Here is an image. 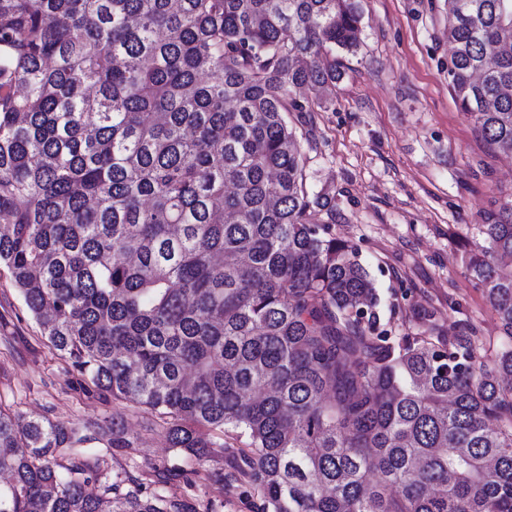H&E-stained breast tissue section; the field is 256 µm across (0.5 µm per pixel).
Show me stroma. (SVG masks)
I'll return each instance as SVG.
<instances>
[{
  "label": "stroma",
  "mask_w": 512,
  "mask_h": 512,
  "mask_svg": "<svg viewBox=\"0 0 512 512\" xmlns=\"http://www.w3.org/2000/svg\"><path fill=\"white\" fill-rule=\"evenodd\" d=\"M355 52L338 51L342 73L310 94L312 111L296 123L308 184L334 196L337 237L358 245L379 296L381 318L396 333L414 329L412 308L437 310L442 335L476 325L499 329L483 294L465 274L475 227L512 200V157L492 149L448 86L452 46L445 0H359ZM0 409L40 416L105 438L120 414L133 437L108 473L142 476L173 460L145 414L86 392L54 350L0 266ZM195 493L213 512H257L252 490L218 480Z\"/></svg>",
  "instance_id": "obj_1"
}]
</instances>
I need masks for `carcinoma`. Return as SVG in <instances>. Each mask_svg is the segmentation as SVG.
Here are the masks:
<instances>
[{
	"label": "carcinoma",
	"instance_id": "obj_1",
	"mask_svg": "<svg viewBox=\"0 0 512 512\" xmlns=\"http://www.w3.org/2000/svg\"><path fill=\"white\" fill-rule=\"evenodd\" d=\"M446 4L448 86L512 154V0ZM361 19L358 0H0V265L51 346L187 462L111 478L122 416L86 454L96 437L0 408V512H212L180 479L247 485L260 512H512V206L465 256L506 341L437 336L431 308L399 336L286 119Z\"/></svg>",
	"mask_w": 512,
	"mask_h": 512
}]
</instances>
